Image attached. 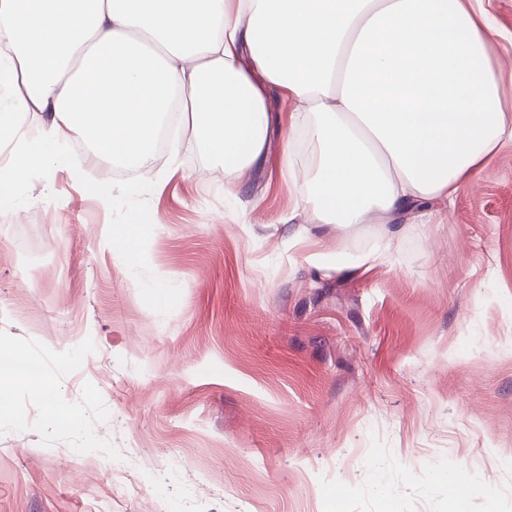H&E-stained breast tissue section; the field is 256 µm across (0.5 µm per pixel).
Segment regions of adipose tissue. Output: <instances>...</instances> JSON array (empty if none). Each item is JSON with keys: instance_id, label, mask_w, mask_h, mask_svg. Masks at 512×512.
<instances>
[{"instance_id": "ef3b65f1", "label": "adipose tissue", "mask_w": 512, "mask_h": 512, "mask_svg": "<svg viewBox=\"0 0 512 512\" xmlns=\"http://www.w3.org/2000/svg\"><path fill=\"white\" fill-rule=\"evenodd\" d=\"M497 36L475 0H0V85L14 92L0 99L14 152L0 196L65 163L76 134L94 157L147 169L174 107L240 175L266 158L280 88L292 107L280 164L303 207L344 229L387 224L454 202L512 144ZM19 387L49 395L54 382L1 369L0 411Z\"/></svg>"}]
</instances>
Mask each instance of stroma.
Listing matches in <instances>:
<instances>
[{"instance_id": "35a3bbf8", "label": "stroma", "mask_w": 512, "mask_h": 512, "mask_svg": "<svg viewBox=\"0 0 512 512\" xmlns=\"http://www.w3.org/2000/svg\"><path fill=\"white\" fill-rule=\"evenodd\" d=\"M269 110L237 200L178 122L177 157L113 178L75 149L0 201V344L77 409L13 392L0 512H448L452 463L459 512H512V145L454 205L290 224L286 94ZM133 219L136 266L110 242Z\"/></svg>"}]
</instances>
